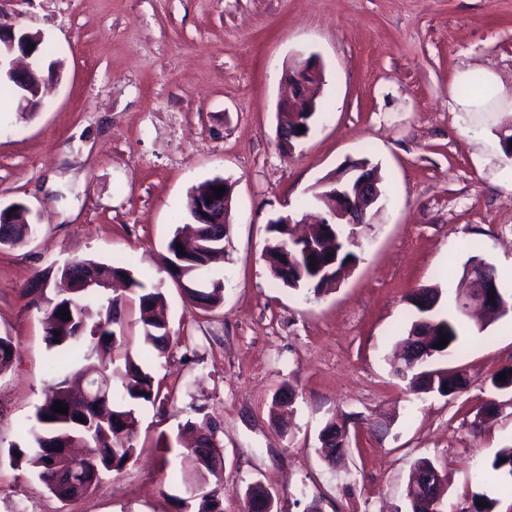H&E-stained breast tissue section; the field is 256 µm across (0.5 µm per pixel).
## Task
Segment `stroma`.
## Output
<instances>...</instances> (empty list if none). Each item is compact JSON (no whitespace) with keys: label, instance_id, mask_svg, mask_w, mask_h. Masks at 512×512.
Wrapping results in <instances>:
<instances>
[{"label":"stroma","instance_id":"1","mask_svg":"<svg viewBox=\"0 0 512 512\" xmlns=\"http://www.w3.org/2000/svg\"><path fill=\"white\" fill-rule=\"evenodd\" d=\"M0 27L54 46L50 92L34 114L0 109V205H27L35 234L0 246V512H177L196 484L193 456L159 443L180 423L214 418L224 450V512L271 488L274 512H410L418 459L446 482L443 512H474L476 495L512 512V477L492 463L512 446V314L461 338L432 368L463 373L452 396L411 389L396 344L411 294L438 287L441 315L471 256L512 295V0H0ZM317 56L322 106L284 152L278 113L289 64ZM493 74L503 102L460 111L467 80ZM368 160L381 202L358 229L359 260L332 290L283 287L263 257L267 223L300 217L322 181ZM232 185L229 240L216 267L224 298L193 308L164 270L188 194ZM80 257L126 259L161 288L171 342L146 355L128 304L123 348L162 386L144 404L126 468L72 500L32 468L10 464L19 427L44 398L53 355L43 311L26 290ZM292 389L279 406V389ZM346 423L336 462L320 453L331 419Z\"/></svg>","mask_w":512,"mask_h":512}]
</instances>
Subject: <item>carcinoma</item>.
I'll return each instance as SVG.
<instances>
[{
    "label": "carcinoma",
    "mask_w": 512,
    "mask_h": 512,
    "mask_svg": "<svg viewBox=\"0 0 512 512\" xmlns=\"http://www.w3.org/2000/svg\"><path fill=\"white\" fill-rule=\"evenodd\" d=\"M32 224H0V245H18L26 241L34 232ZM271 237L264 251V257L272 277L284 281L281 274L283 244H288L289 261L310 271L315 264L316 278L300 285L320 293L324 288L326 273L336 274V266H343L358 260L354 244L349 240V229L340 224H329L319 230L308 241H293L283 224L269 225ZM224 225H201L197 236L183 239L174 234L168 241L166 273L175 279L189 301L197 308L210 309L223 300L224 282L220 278L208 276L207 288L198 287L199 268L215 255L224 252ZM183 246L178 253L176 244ZM75 266L102 278H118L127 282L131 294L138 300L141 338L147 352H164L171 340L170 327L163 314L164 294L156 286L148 287L137 278L129 263L116 258L110 262L93 259H78ZM128 297H110L99 293V289L84 283V277L71 275L66 268L58 270L54 297L46 299L44 324L49 346L57 349L58 355L48 361L53 377L44 393V399L35 413V420L21 428L22 443L9 449L10 461L16 465L25 463L32 467L38 479L55 496L61 499H74L93 490L101 480L111 474L120 473L133 458L136 448L132 444L139 423L137 409L144 403H155L158 390L155 389L151 373L137 363L130 354L124 356V367L114 368V363H106L98 357L101 347L118 349L123 345V317L116 312H124ZM414 313L410 326L405 328L404 340L408 341L416 333V323L422 317L431 316L435 322L434 336L428 342L433 347L441 336H448L447 348L452 349L460 340L457 321L448 316L422 308L410 297ZM65 308L71 318L60 317L59 310ZM74 372L90 377L95 381L106 377L121 380V390H110L108 401L94 395L89 400L79 401L68 391V374ZM399 375L409 380V384L424 393H455L463 386L464 377L460 373L438 372L437 378L417 376L413 370L401 371ZM60 401L68 406V413L54 411L53 405ZM337 422L326 423L320 433L321 452L328 461H334L342 446L328 445L325 438L336 432ZM218 423L213 419L188 420L182 424L177 439L189 437L185 449L191 452L202 469L199 491L191 496L198 503L197 512H223L224 488L213 487L208 476H217V466L209 456L217 448L216 434ZM62 448H86L87 472L80 479L73 472L72 480L54 478V456Z\"/></svg>",
    "instance_id": "obj_1"
}]
</instances>
